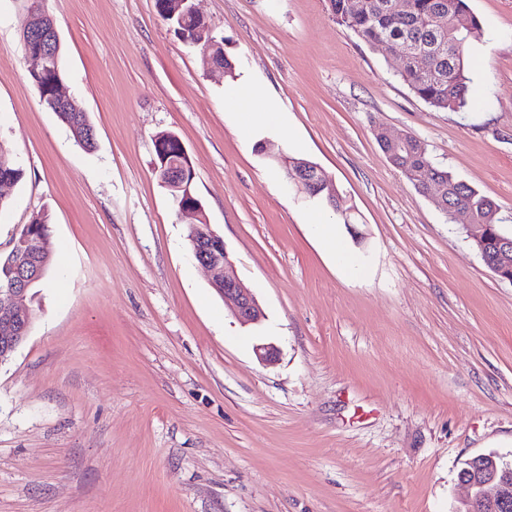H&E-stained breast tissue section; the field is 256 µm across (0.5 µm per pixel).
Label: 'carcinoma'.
Masks as SVG:
<instances>
[{"label":"carcinoma","instance_id":"cac0c4a2","mask_svg":"<svg viewBox=\"0 0 512 512\" xmlns=\"http://www.w3.org/2000/svg\"><path fill=\"white\" fill-rule=\"evenodd\" d=\"M387 2L364 0V7L353 14L347 9V0H329L336 22L352 30L362 42L373 45L381 39H391L404 45L407 61L399 77L418 98L438 111L464 110L468 106L471 83L470 51L473 44L484 37L483 27L475 15L469 28L455 29L454 15L470 11L468 0H409L408 10L402 13L390 11ZM441 9L448 14L442 29L433 23ZM172 24L174 30L181 31L190 41L196 40L195 30L207 26L206 21L192 17L181 22L174 20ZM58 118L70 129L79 147L94 148V127L87 113L60 112ZM396 168L404 175L418 171L426 182L437 178L448 182L454 188L451 205L467 212L472 224L484 223L491 209L497 208L494 201L451 172L430 164L426 156L421 158L402 152ZM23 177L24 171L15 158L6 154V162H0V178L17 184ZM49 224V215L39 212L16 231L13 240L17 249L0 252V288L7 282V265H17L30 273L41 264L50 269L54 250Z\"/></svg>","mask_w":512,"mask_h":512}]
</instances>
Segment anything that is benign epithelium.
Here are the masks:
<instances>
[{
  "label": "benign epithelium",
  "instance_id": "obj_1",
  "mask_svg": "<svg viewBox=\"0 0 512 512\" xmlns=\"http://www.w3.org/2000/svg\"><path fill=\"white\" fill-rule=\"evenodd\" d=\"M163 14L180 20L200 16L194 0H163ZM25 57L34 62L30 75L37 88H42L51 62L59 59L61 42L53 18L38 2H33L22 32ZM50 97L53 110L79 112L81 108L63 91L62 82L51 83ZM377 140L383 145L387 157H394L397 149L413 145L420 155L426 154L425 145L413 137H394L380 127ZM155 171L168 190L182 191L179 212L194 217L189 227V247L197 262L213 275L212 284L224 302L230 304L234 317L243 325L255 324L263 318L256 298L242 288L234 262L230 259L224 241L211 229L204 207L190 192L194 172L186 150H181L178 161H171L160 153ZM295 186L311 197L327 191V202L336 206V187L316 164L309 163L292 174ZM478 237L486 266L499 278L512 282V236L494 232V225H480ZM31 324L30 308L26 302V289L9 286L0 289V359L17 350L25 341L22 332ZM469 468L459 479L468 495L457 512H512V462L502 460L495 453L481 454L468 461Z\"/></svg>",
  "mask_w": 512,
  "mask_h": 512
}]
</instances>
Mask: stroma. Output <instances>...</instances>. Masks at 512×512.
<instances>
[{"mask_svg":"<svg viewBox=\"0 0 512 512\" xmlns=\"http://www.w3.org/2000/svg\"><path fill=\"white\" fill-rule=\"evenodd\" d=\"M35 2L93 151L30 79ZM328 3L196 0L228 77L156 0H0V144L24 171L5 190L0 249L40 211L55 248L29 336L0 366V512H454L466 461H512V283L374 133L422 141L511 233L512 0H469L486 34L462 112L417 98L396 53ZM243 77L273 105L255 128L224 107ZM161 132L186 148L260 323L240 324L192 256L154 170ZM283 155L320 165L354 226L289 183ZM268 343L270 363L255 354ZM311 226L315 234L324 242L329 251L338 258L342 266L347 270L353 271L354 265L352 259L340 239L336 237V225L324 224L320 220H314Z\"/></svg>","mask_w":512,"mask_h":512,"instance_id":"obj_1","label":"stroma"}]
</instances>
